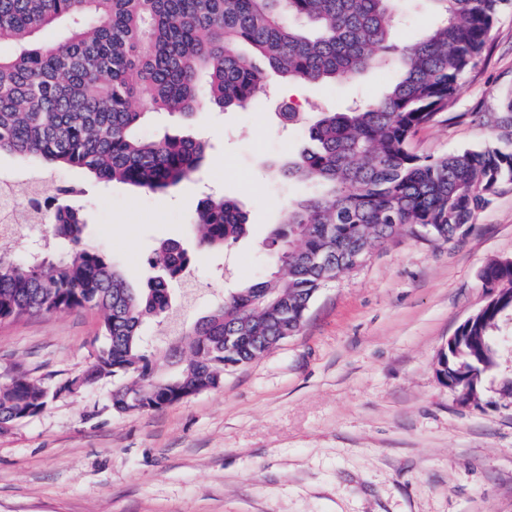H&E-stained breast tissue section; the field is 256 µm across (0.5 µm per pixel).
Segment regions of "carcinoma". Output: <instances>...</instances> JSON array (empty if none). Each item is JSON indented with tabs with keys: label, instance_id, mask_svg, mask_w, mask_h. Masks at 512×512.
Returning <instances> with one entry per match:
<instances>
[{
	"label": "carcinoma",
	"instance_id": "carcinoma-1",
	"mask_svg": "<svg viewBox=\"0 0 512 512\" xmlns=\"http://www.w3.org/2000/svg\"><path fill=\"white\" fill-rule=\"evenodd\" d=\"M434 19L417 41H396L401 0H0V154L18 155L44 177L77 170L108 184L163 192L193 177L207 145L188 134L147 138L150 116L186 120L204 108H245L282 82L356 80L394 65L398 78L377 98L345 112L305 116L295 106L281 124L308 123L315 147L280 167L316 192L284 209L267 246L279 268L236 287L193 327L170 329L179 312L173 281H186L192 255L174 242L150 259L159 274L133 288L105 252L84 236L83 212L59 204L50 216L58 251L35 260L0 248V323L76 307L98 309L102 340L88 376L112 379L118 414L172 405L219 388L228 369L250 364L299 332L325 284L348 272L350 255H368L425 226L447 243L478 210L512 184V97L502 101L495 138L505 147L415 154L410 142L448 111L485 51L505 0H429ZM62 29L49 46L38 34ZM197 245L224 248L247 233V215L222 194L202 199L192 217ZM489 291L512 289V263L490 262ZM503 314L480 315L438 374L457 377L494 366L493 331ZM174 337L169 373L148 350L144 325ZM51 391L25 373L0 385V430L47 405Z\"/></svg>",
	"mask_w": 512,
	"mask_h": 512
}]
</instances>
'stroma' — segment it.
<instances>
[{"instance_id": "obj_1", "label": "stroma", "mask_w": 512, "mask_h": 512, "mask_svg": "<svg viewBox=\"0 0 512 512\" xmlns=\"http://www.w3.org/2000/svg\"><path fill=\"white\" fill-rule=\"evenodd\" d=\"M392 68L349 83L300 87V111L342 112L380 96ZM512 95V6L454 103L417 131L412 152L441 155L491 145L487 122ZM275 88L244 109L168 114L144 136L185 125L209 143L194 178L165 193L99 184L74 171L87 237L133 287L151 274L166 241L192 247L190 218L205 195L236 199L248 234L197 253L191 325L222 300L226 284L273 271L265 242L305 185L278 177L308 144L282 128ZM512 259V186L491 196L472 224L442 243L390 239L312 302L300 331L262 358L226 371L221 388L160 409L113 414L112 384L51 400L0 432V512H512V316L496 333L498 364L465 403L436 372L439 351L489 300L483 268ZM102 324L93 308L0 324V384L24 372L55 386L93 362Z\"/></svg>"}]
</instances>
